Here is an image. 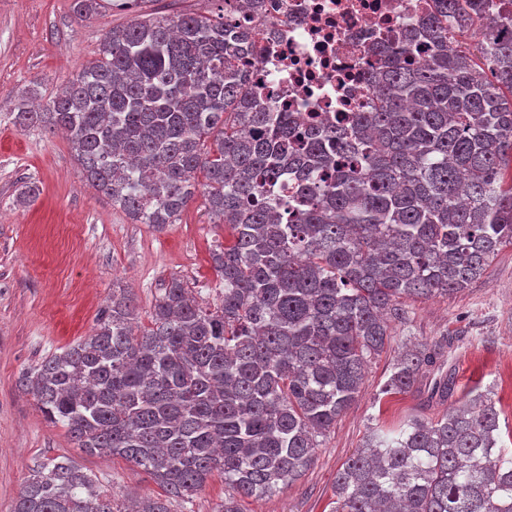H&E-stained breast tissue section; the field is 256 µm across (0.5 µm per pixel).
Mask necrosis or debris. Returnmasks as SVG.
Instances as JSON below:
<instances>
[{"mask_svg":"<svg viewBox=\"0 0 512 512\" xmlns=\"http://www.w3.org/2000/svg\"><path fill=\"white\" fill-rule=\"evenodd\" d=\"M259 13L225 10L262 44L239 60L257 97L306 126L364 108L373 46L413 32L431 0H260Z\"/></svg>","mask_w":512,"mask_h":512,"instance_id":"4bbe7bcc","label":"necrosis or debris"}]
</instances>
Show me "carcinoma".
<instances>
[{"mask_svg":"<svg viewBox=\"0 0 512 512\" xmlns=\"http://www.w3.org/2000/svg\"><path fill=\"white\" fill-rule=\"evenodd\" d=\"M487 2L433 0L421 40L379 45L370 105L344 129L250 110L235 60L261 48L222 15L114 27L45 107L15 113L65 130L81 177L134 223L162 230L200 192L232 242L212 252L220 304L173 276L144 326L114 288L89 336L16 382L77 447L126 459L167 496L129 508L61 456L10 512H172L215 474L230 489L217 512H241L238 497L301 476L408 321L403 300L461 292L512 246V39ZM424 41L427 59L405 63ZM460 342L403 348L380 394L411 392ZM431 394L448 413L371 429L336 473L333 512H512L495 403L458 395L452 369Z\"/></svg>","mask_w":512,"mask_h":512,"instance_id":"cac0c4a2","label":"carcinoma"}]
</instances>
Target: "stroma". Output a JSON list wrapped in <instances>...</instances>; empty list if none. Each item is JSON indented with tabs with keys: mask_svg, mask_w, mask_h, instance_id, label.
<instances>
[{
	"mask_svg": "<svg viewBox=\"0 0 512 512\" xmlns=\"http://www.w3.org/2000/svg\"><path fill=\"white\" fill-rule=\"evenodd\" d=\"M71 0H0V512H10L35 465L66 456L116 501L156 498L153 478L121 457L75 448L65 428L48 424L19 375L90 334L113 289L130 291L141 323L170 277L198 289L208 305L224 282L211 253L229 232L212 223L203 197L177 223L158 231L136 224L85 182L62 131L23 130L12 114L25 102L46 104L97 57L105 32L159 12L215 14L218 0H103L77 20ZM35 197H27L29 186ZM410 319L394 327L366 366L358 400L321 437L303 475L275 494L247 498L243 512H331L336 473L371 427L408 414L437 419L445 402L426 389L379 397L380 385L406 341L462 333L453 362L462 391L489 394L500 412V444L512 448V246L501 249L480 279L456 296L412 301Z\"/></svg>",
	"mask_w": 512,
	"mask_h": 512,
	"instance_id": "35a3bbf8",
	"label": "stroma"
}]
</instances>
